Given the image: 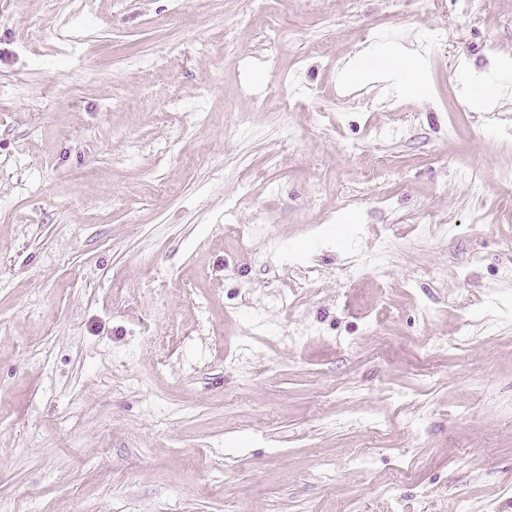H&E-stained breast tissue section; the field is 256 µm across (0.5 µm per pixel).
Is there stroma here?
Returning <instances> with one entry per match:
<instances>
[{
    "label": "stroma",
    "instance_id": "obj_1",
    "mask_svg": "<svg viewBox=\"0 0 512 512\" xmlns=\"http://www.w3.org/2000/svg\"><path fill=\"white\" fill-rule=\"evenodd\" d=\"M466 6L0 0V512H512V0ZM390 35L422 96L341 80ZM248 96L254 99L256 107L259 110L268 112L273 108L278 112V114H280L281 118L286 121L285 117L288 115V112H293L296 102L300 97H302V93L298 90L294 91L291 95L286 96L281 91L278 92L273 90L271 91V94L268 91L257 94L249 88Z\"/></svg>",
    "mask_w": 512,
    "mask_h": 512
}]
</instances>
